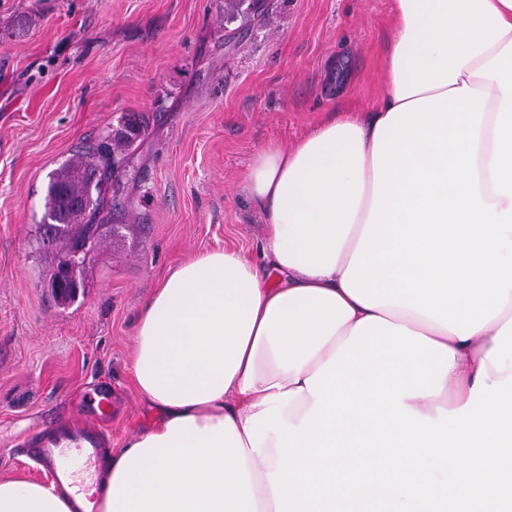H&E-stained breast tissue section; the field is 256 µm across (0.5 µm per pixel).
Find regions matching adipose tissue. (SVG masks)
Returning <instances> with one entry per match:
<instances>
[{
  "instance_id": "1",
  "label": "adipose tissue",
  "mask_w": 512,
  "mask_h": 512,
  "mask_svg": "<svg viewBox=\"0 0 512 512\" xmlns=\"http://www.w3.org/2000/svg\"><path fill=\"white\" fill-rule=\"evenodd\" d=\"M244 189L259 251L194 255L138 314L153 422L90 478L0 480V512H507L512 0H394L375 108Z\"/></svg>"
}]
</instances>
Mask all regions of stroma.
<instances>
[{
  "instance_id": "35a3bbf8",
  "label": "stroma",
  "mask_w": 512,
  "mask_h": 512,
  "mask_svg": "<svg viewBox=\"0 0 512 512\" xmlns=\"http://www.w3.org/2000/svg\"><path fill=\"white\" fill-rule=\"evenodd\" d=\"M0 0V479L45 480L39 432L93 420L124 447L151 418L130 381L135 316L166 275L213 248L256 249L243 176L340 109L377 104L392 0ZM128 112L113 224L57 302V251L37 234L48 177ZM106 398L100 409L97 398Z\"/></svg>"
}]
</instances>
